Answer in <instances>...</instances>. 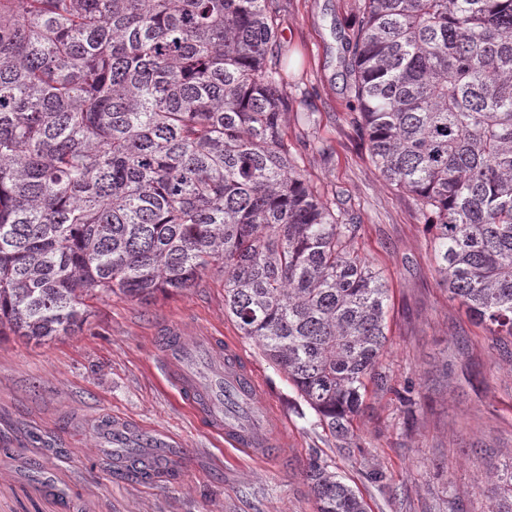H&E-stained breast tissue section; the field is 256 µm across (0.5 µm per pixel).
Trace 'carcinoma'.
Returning <instances> with one entry per match:
<instances>
[{
	"instance_id": "obj_1",
	"label": "carcinoma",
	"mask_w": 512,
	"mask_h": 512,
	"mask_svg": "<svg viewBox=\"0 0 512 512\" xmlns=\"http://www.w3.org/2000/svg\"><path fill=\"white\" fill-rule=\"evenodd\" d=\"M351 122L433 230L442 283L512 339V0H358ZM278 0H0V337L68 334L92 292L217 267L224 311L349 447L384 392L389 288L285 132ZM126 473L158 477L126 458ZM490 512H512L491 465ZM316 512H367L317 458Z\"/></svg>"
}]
</instances>
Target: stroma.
<instances>
[{
  "mask_svg": "<svg viewBox=\"0 0 512 512\" xmlns=\"http://www.w3.org/2000/svg\"><path fill=\"white\" fill-rule=\"evenodd\" d=\"M288 47V141L304 178L360 229L355 246L386 280L387 392L368 391L341 457L287 377L224 312V277L143 303L89 295L68 336L0 339V512H316L303 479L316 457L358 488L370 512H487L489 463L512 462V355L440 283L432 235L390 187L351 122L350 38L357 0H279ZM306 112L310 123L294 118ZM234 342L288 428L279 457L257 461L211 436L160 370L168 326ZM143 438L173 436L177 472L143 483L99 447L111 416ZM370 459L384 474L371 481Z\"/></svg>",
  "mask_w": 512,
  "mask_h": 512,
  "instance_id": "35a3bbf8",
  "label": "stroma"
}]
</instances>
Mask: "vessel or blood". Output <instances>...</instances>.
Segmentation results:
<instances>
[{"mask_svg":"<svg viewBox=\"0 0 512 512\" xmlns=\"http://www.w3.org/2000/svg\"><path fill=\"white\" fill-rule=\"evenodd\" d=\"M159 364L184 405L212 435L258 459L286 446L285 426L260 398L258 382L238 346L206 333L186 337L172 328L160 339ZM135 435L134 425L122 417L99 425L107 445L128 443Z\"/></svg>","mask_w":512,"mask_h":512,"instance_id":"obj_1","label":"vessel or blood"}]
</instances>
